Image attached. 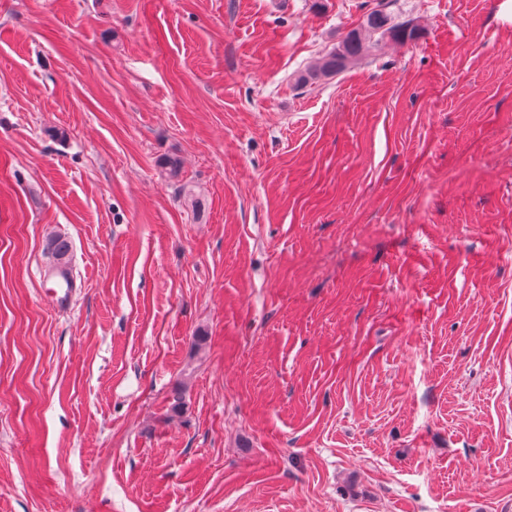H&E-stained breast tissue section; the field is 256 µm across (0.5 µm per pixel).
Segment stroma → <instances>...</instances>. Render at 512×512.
Listing matches in <instances>:
<instances>
[{
    "mask_svg": "<svg viewBox=\"0 0 512 512\" xmlns=\"http://www.w3.org/2000/svg\"><path fill=\"white\" fill-rule=\"evenodd\" d=\"M375 2L0 0V512H512V0ZM366 28L371 35L380 34V37L388 36L393 40L411 41L415 38V29L405 24H392L390 17L382 9L372 11L366 21ZM371 45L367 38L362 37L357 30L350 31L342 42L321 56L312 66L297 76V83L308 85L324 77L336 76L364 58L370 51ZM52 272L55 288L52 291V298L57 307H65L78 290L77 282L73 276L65 270H47L46 276Z\"/></svg>",
    "mask_w": 512,
    "mask_h": 512,
    "instance_id": "stroma-1",
    "label": "stroma"
}]
</instances>
